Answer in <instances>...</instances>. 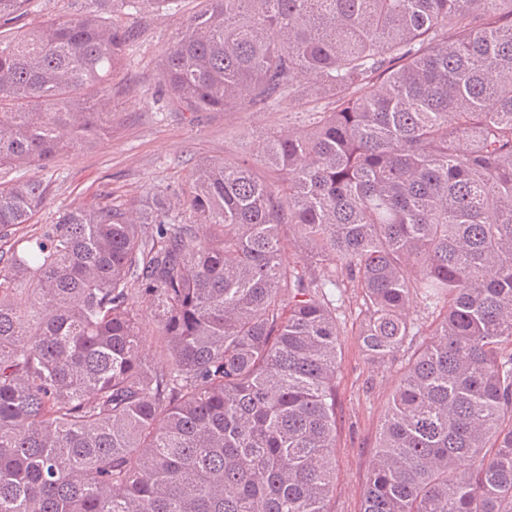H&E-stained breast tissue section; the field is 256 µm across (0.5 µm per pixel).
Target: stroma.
I'll return each instance as SVG.
<instances>
[{"label": "stroma", "instance_id": "stroma-1", "mask_svg": "<svg viewBox=\"0 0 512 512\" xmlns=\"http://www.w3.org/2000/svg\"><path fill=\"white\" fill-rule=\"evenodd\" d=\"M184 0L179 14L146 21L112 76L107 99L112 123L100 144L61 153L44 172L48 195L35 223L24 225L0 250H22L39 225L54 223L71 206L91 204L104 194L117 199L139 197L145 189H162L183 181L202 157L235 158L253 141L287 127L296 106L263 112H182L157 93L161 59L175 40L179 22L194 10ZM357 308L344 314L336 378V489L331 512H360L388 398L396 388L402 363L392 358L368 361L357 336Z\"/></svg>", "mask_w": 512, "mask_h": 512}]
</instances>
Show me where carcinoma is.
<instances>
[{"instance_id": "carcinoma-1", "label": "carcinoma", "mask_w": 512, "mask_h": 512, "mask_svg": "<svg viewBox=\"0 0 512 512\" xmlns=\"http://www.w3.org/2000/svg\"><path fill=\"white\" fill-rule=\"evenodd\" d=\"M29 3L0 0V171H36L0 180V239L110 123L86 91L138 36L120 17L180 6L7 28ZM202 3L160 96L304 125L0 258V512H330L351 301L369 359H404L360 512H512V0Z\"/></svg>"}]
</instances>
